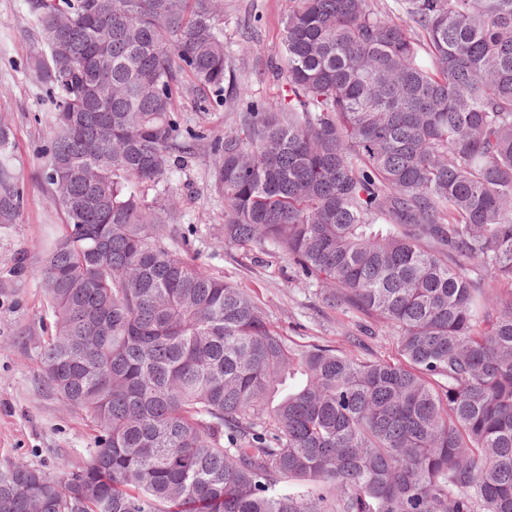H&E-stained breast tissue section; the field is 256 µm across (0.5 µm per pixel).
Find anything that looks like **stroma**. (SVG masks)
I'll use <instances>...</instances> for the list:
<instances>
[{
    "instance_id": "obj_1",
    "label": "stroma",
    "mask_w": 512,
    "mask_h": 512,
    "mask_svg": "<svg viewBox=\"0 0 512 512\" xmlns=\"http://www.w3.org/2000/svg\"><path fill=\"white\" fill-rule=\"evenodd\" d=\"M220 26L228 63L248 99L275 102L287 67L282 18L290 0H219ZM40 36L30 0H0V124L14 134L10 170L23 193V206L12 224L0 225V467L22 459L46 468L55 458L77 467L86 459L93 430L42 386L43 342L51 311L36 276L44 244L63 223L62 212H49L44 167L50 147L52 105L28 68ZM189 92L180 101L186 126L221 136L235 130L243 100L225 94L210 111L196 107ZM207 149L178 168L173 177L179 222L193 232L198 261L212 275L245 288L258 299L289 342L345 348L356 329L351 314L328 307L314 287L294 279L285 257L225 247L219 232L224 199L212 185Z\"/></svg>"
}]
</instances>
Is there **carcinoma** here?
I'll use <instances>...</instances> for the list:
<instances>
[{
    "mask_svg": "<svg viewBox=\"0 0 512 512\" xmlns=\"http://www.w3.org/2000/svg\"><path fill=\"white\" fill-rule=\"evenodd\" d=\"M291 2L282 98L210 140L179 98L224 97L217 0H32L66 219L43 381L95 435L77 470L0 468V512H512V0ZM207 139L224 245L286 257L347 348L191 256L171 177ZM376 326L396 360L355 354Z\"/></svg>",
    "mask_w": 512,
    "mask_h": 512,
    "instance_id": "1",
    "label": "carcinoma"
}]
</instances>
